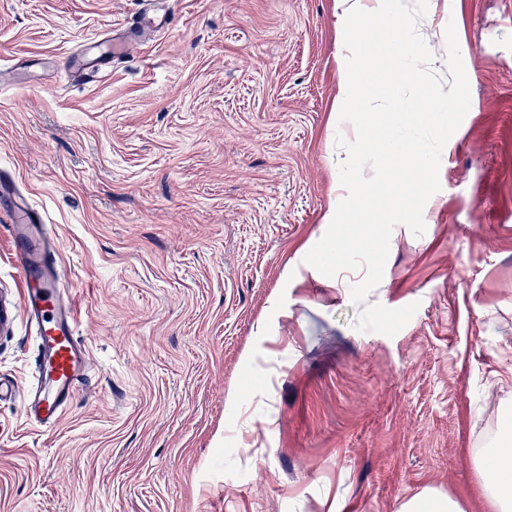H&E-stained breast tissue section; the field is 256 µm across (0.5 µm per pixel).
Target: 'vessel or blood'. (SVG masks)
<instances>
[{"label":"vessel or blood","mask_w":512,"mask_h":512,"mask_svg":"<svg viewBox=\"0 0 512 512\" xmlns=\"http://www.w3.org/2000/svg\"><path fill=\"white\" fill-rule=\"evenodd\" d=\"M9 227L21 263L20 304L36 333L35 374L26 385L0 382V396L18 397L39 427L56 426L74 393L89 377L90 355L79 338L80 313L66 286L68 269L56 260L48 237L26 202H18Z\"/></svg>","instance_id":"b4317fda"}]
</instances>
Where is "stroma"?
Segmentation results:
<instances>
[{
	"label": "stroma",
	"instance_id": "obj_1",
	"mask_svg": "<svg viewBox=\"0 0 512 512\" xmlns=\"http://www.w3.org/2000/svg\"><path fill=\"white\" fill-rule=\"evenodd\" d=\"M339 0H0V379H31L13 192L54 228L92 374L0 400V512H493L512 435V0H429L471 109L384 274L304 256L335 207ZM157 15L89 77L75 64ZM431 503V508L435 512H462L459 503L448 497H432L422 496L414 498L403 505L402 512H424L426 511L427 504Z\"/></svg>",
	"mask_w": 512,
	"mask_h": 512
}]
</instances>
